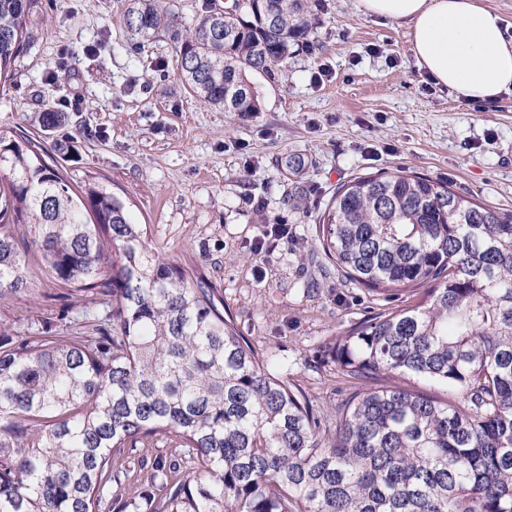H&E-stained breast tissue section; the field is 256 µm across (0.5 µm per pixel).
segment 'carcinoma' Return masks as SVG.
<instances>
[{
  "instance_id": "carcinoma-1",
  "label": "carcinoma",
  "mask_w": 512,
  "mask_h": 512,
  "mask_svg": "<svg viewBox=\"0 0 512 512\" xmlns=\"http://www.w3.org/2000/svg\"><path fill=\"white\" fill-rule=\"evenodd\" d=\"M32 0H0V78L26 44ZM191 30L129 0L130 35L160 32L201 101L249 118L247 73L269 77L309 44L322 0H255ZM319 238L349 282L421 302L366 320L326 349L349 380L442 384L463 405L367 386L322 425L224 315L193 266L145 241L97 182L73 188L25 131L0 136V298L34 295L28 250L93 334L14 339L0 324V512H512V213L405 170L340 185ZM166 436L181 461L124 484L115 449ZM188 467L192 476L181 477Z\"/></svg>"
}]
</instances>
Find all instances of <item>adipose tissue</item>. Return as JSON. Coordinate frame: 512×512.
Returning <instances> with one entry per match:
<instances>
[{
    "label": "adipose tissue",
    "instance_id": "obj_1",
    "mask_svg": "<svg viewBox=\"0 0 512 512\" xmlns=\"http://www.w3.org/2000/svg\"><path fill=\"white\" fill-rule=\"evenodd\" d=\"M364 15L408 27L418 67L471 102L512 90V37L480 0H359Z\"/></svg>",
    "mask_w": 512,
    "mask_h": 512
}]
</instances>
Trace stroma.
<instances>
[{
  "mask_svg": "<svg viewBox=\"0 0 512 512\" xmlns=\"http://www.w3.org/2000/svg\"><path fill=\"white\" fill-rule=\"evenodd\" d=\"M126 4L34 0L0 88V135L26 130L72 186L106 185L151 247L198 265L253 350L334 417L357 386L326 345L410 303L338 276L316 232L337 186L402 169L512 211V91L483 106L459 99L417 67L405 28L365 16L358 0H325L311 47L275 78L251 74L260 110L244 121L187 92L167 36L132 38ZM46 110L63 113L60 128H40ZM277 218L287 241L260 245ZM60 293L46 282L38 295L0 299V322L29 336L41 318L77 319L80 299ZM180 454L161 438L121 458L135 482L151 474L140 460Z\"/></svg>",
  "mask_w": 512,
  "mask_h": 512,
  "instance_id": "35a3bbf8",
  "label": "stroma"
}]
</instances>
